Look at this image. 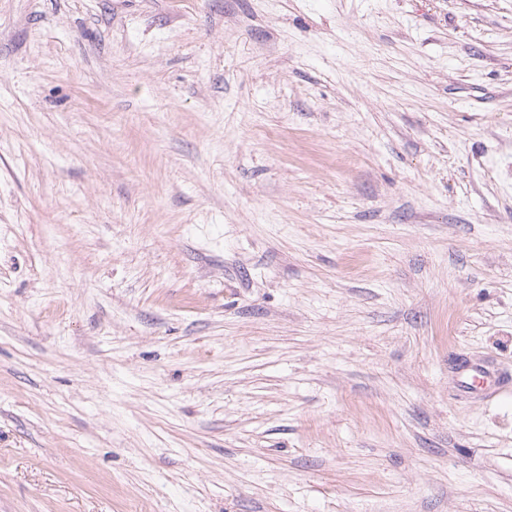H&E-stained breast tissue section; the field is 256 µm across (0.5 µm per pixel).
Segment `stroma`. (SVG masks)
I'll use <instances>...</instances> for the list:
<instances>
[{
  "label": "stroma",
  "mask_w": 512,
  "mask_h": 512,
  "mask_svg": "<svg viewBox=\"0 0 512 512\" xmlns=\"http://www.w3.org/2000/svg\"><path fill=\"white\" fill-rule=\"evenodd\" d=\"M512 0H0V512H512ZM458 370V389L463 394L470 395L496 383L493 374L480 366L462 362Z\"/></svg>",
  "instance_id": "35a3bbf8"
}]
</instances>
